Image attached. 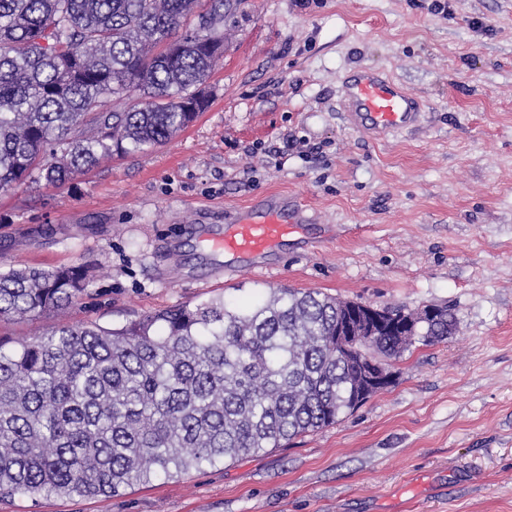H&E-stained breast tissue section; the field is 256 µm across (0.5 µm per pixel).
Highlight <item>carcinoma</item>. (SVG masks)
<instances>
[{"instance_id": "1", "label": "carcinoma", "mask_w": 512, "mask_h": 512, "mask_svg": "<svg viewBox=\"0 0 512 512\" xmlns=\"http://www.w3.org/2000/svg\"><path fill=\"white\" fill-rule=\"evenodd\" d=\"M207 2L190 31L199 0H0V191L62 185L184 131L224 49L228 0ZM87 286L80 266L0 270V320L64 310ZM341 313L279 287L0 340V499L118 496L340 422L360 406L358 369L336 357ZM448 315L418 341L447 339ZM362 346L391 361L408 350L390 334Z\"/></svg>"}]
</instances>
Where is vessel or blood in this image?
Masks as SVG:
<instances>
[{"mask_svg":"<svg viewBox=\"0 0 512 512\" xmlns=\"http://www.w3.org/2000/svg\"><path fill=\"white\" fill-rule=\"evenodd\" d=\"M342 109L348 124L372 139L413 126L422 101L383 70L360 66L342 80ZM306 218L284 196H272L258 212L243 208L226 213L224 231L207 238L210 251L264 258L298 232Z\"/></svg>","mask_w":512,"mask_h":512,"instance_id":"obj_1","label":"vessel or blood"}]
</instances>
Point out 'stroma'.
Here are the masks:
<instances>
[{"instance_id": "obj_1", "label": "stroma", "mask_w": 512, "mask_h": 512, "mask_svg": "<svg viewBox=\"0 0 512 512\" xmlns=\"http://www.w3.org/2000/svg\"><path fill=\"white\" fill-rule=\"evenodd\" d=\"M432 3L243 0L185 131L62 187L0 192V266L94 267L60 318L73 325L286 286L445 306L456 334L415 344L391 387L286 447L115 497L16 495L0 512H512V0H452L449 16ZM361 65L423 101L415 126L373 140L346 124L341 80ZM270 192L309 224L273 265L225 280L202 228ZM60 319L0 321V340Z\"/></svg>"}]
</instances>
